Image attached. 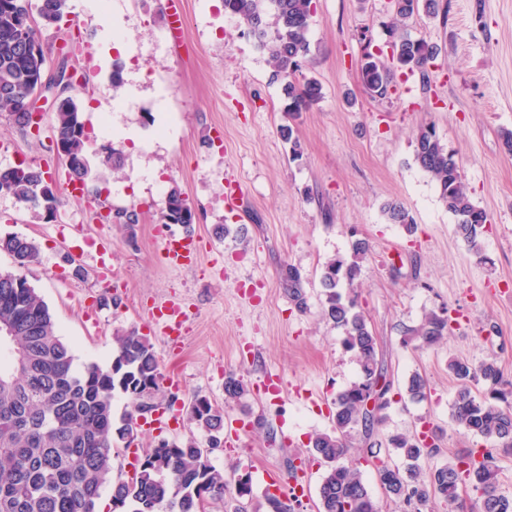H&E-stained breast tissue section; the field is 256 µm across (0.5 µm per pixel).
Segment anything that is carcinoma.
Returning <instances> with one entry per match:
<instances>
[{"instance_id": "1", "label": "carcinoma", "mask_w": 512, "mask_h": 512, "mask_svg": "<svg viewBox=\"0 0 512 512\" xmlns=\"http://www.w3.org/2000/svg\"><path fill=\"white\" fill-rule=\"evenodd\" d=\"M67 0H41L40 24H23L29 0H0V116L6 115L21 130L28 119L17 103L40 76L45 62L41 28L58 23ZM393 21L389 29L392 63L401 69L425 72L439 53L436 45L402 31L404 22L423 12L434 16L438 0H391ZM224 13L247 24L257 48L268 54L274 77L281 81L283 112L297 116L311 110L322 99V88L314 78L301 73L310 54L307 33L314 14L313 0H224ZM362 80L371 95L382 96L390 82V70L369 53L361 68ZM55 132L67 142L69 182L87 184L91 167L85 156L87 133L74 97L61 98L53 115ZM415 162L435 180L441 200L457 218L456 232L469 247L480 250L479 236L487 222L486 212L470 199L459 166L432 127H422L416 137ZM46 185L45 172L20 164L0 168V188L40 218L58 207L60 199L40 196ZM392 224L411 232L414 220L397 202L385 208ZM163 224H192L195 210L179 188L169 191L159 212ZM0 252L13 257L16 270L0 271V324L14 331V351L0 362V512H96L104 487L110 483L112 449L129 447L138 436L139 417L144 412V390H160L163 374L160 360L148 339L136 328L114 336L112 366L104 370L89 364L75 368L72 347L59 335L48 305L21 273L39 255L34 240L18 235L0 236ZM368 243H352L350 258L334 257L322 266L320 283L324 320L344 333L343 344L353 352L359 381L338 394L332 412L333 431L310 439L313 455L325 467L319 489L318 512H381L369 491L360 459L348 458L352 441L361 435L370 440L386 419L391 385L378 387L382 368L380 345L363 313L357 310L352 292L360 275ZM347 288L344 294L340 289ZM407 334L424 346H434L448 335V317L431 312ZM448 369L458 389L452 405L454 423L467 435L493 442L512 451V381L493 359L477 364L452 360ZM480 385L482 390L474 392ZM428 383L412 375L406 386L413 400L426 397ZM120 392L130 401V410L115 419L112 399ZM247 393L243 379L225 377L224 404L239 401ZM374 400L376 407L367 408ZM189 421L207 437V447L217 448L224 438V411L209 401L189 407ZM388 446L406 460L400 469L385 462L376 466L377 478L387 498L409 507L408 512H433L437 504L456 512L462 505L460 490L469 483L481 493L480 512H512V500L497 491L495 468L473 460L467 452L453 462L423 474L418 460L435 449L424 448L417 434H394ZM244 477L249 496L224 499L229 484L239 491ZM252 478L247 472L226 477L215 468L195 440L180 443L161 440L150 449L126 481L112 485V502L122 512H203L201 496L224 502V512H246L251 501ZM254 512H292V506L269 493Z\"/></svg>"}]
</instances>
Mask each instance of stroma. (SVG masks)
Masks as SVG:
<instances>
[{"mask_svg": "<svg viewBox=\"0 0 512 512\" xmlns=\"http://www.w3.org/2000/svg\"><path fill=\"white\" fill-rule=\"evenodd\" d=\"M167 0H68L67 13L43 29L46 72L60 64L84 82L75 96L88 139L85 152L112 206L136 207L139 224H95L86 205L62 199L54 218H34L14 198L0 196V236L19 234L39 245L23 273L55 316L77 365L111 364L114 333L132 327L147 337L164 372L163 392L178 394L171 429L141 428L145 453L159 440L183 441L196 429L184 405L195 397L225 406L238 422L239 442L214 451V466L250 473L255 499L265 478L292 497L296 512H317L324 468L309 441L332 431L337 394L358 381L343 334L321 317L323 263L368 240L356 292L375 331L392 403L382 436L429 428L438 454L422 471L468 450L488 455L498 492L512 499V452L462 435L451 420L457 383L453 359L496 360L512 380V156L501 146L512 129V0H440L437 16L420 14L406 30L437 44L426 72L398 70L385 97L366 90V54L386 53L388 0H314L302 67L323 97L289 117L280 83L245 24L224 12L223 0H177L183 32L169 28ZM124 34L114 46L106 31ZM121 68L130 94L112 89ZM39 133L0 116V167L20 163L59 170L52 150L54 105L44 101ZM294 128V142L279 128ZM434 126L459 165L472 202L488 222L480 251L468 250L456 219L430 175L415 161L421 126ZM121 152L119 173L104 169ZM191 201L194 224H160L156 215L171 187ZM400 202L414 232L389 223L388 202ZM193 238L198 257L168 265V234ZM300 277L304 307L285 279ZM173 303L188 314L177 344L157 333L152 312ZM446 311L447 337L419 347L407 331L425 315ZM249 388L225 404L224 378ZM428 382L411 400L407 380Z\"/></svg>", "mask_w": 512, "mask_h": 512, "instance_id": "35a3bbf8", "label": "stroma"}]
</instances>
